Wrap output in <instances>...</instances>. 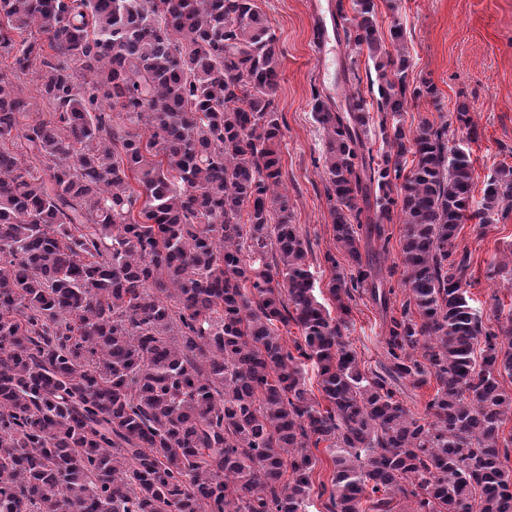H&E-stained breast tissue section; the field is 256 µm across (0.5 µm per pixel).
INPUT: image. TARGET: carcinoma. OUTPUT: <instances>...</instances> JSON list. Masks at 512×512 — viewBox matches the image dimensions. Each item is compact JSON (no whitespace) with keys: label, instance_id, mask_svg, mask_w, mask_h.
Masks as SVG:
<instances>
[{"label":"carcinoma","instance_id":"carcinoma-1","mask_svg":"<svg viewBox=\"0 0 512 512\" xmlns=\"http://www.w3.org/2000/svg\"><path fill=\"white\" fill-rule=\"evenodd\" d=\"M353 10L342 31L374 62L379 116L358 89L343 112L314 92L348 261L324 254L333 316L279 190L280 52L256 0H0V53L20 48L0 76V512H307L322 443L327 512L397 495L512 512V311L484 325L455 245L465 221L512 210V166L478 199L444 116L387 126L438 90L410 81L401 24L387 46L375 0ZM33 67L48 121L20 86ZM396 214L398 315L360 250H386ZM367 287L381 372L344 341ZM431 378L417 416L396 385Z\"/></svg>","mask_w":512,"mask_h":512}]
</instances>
